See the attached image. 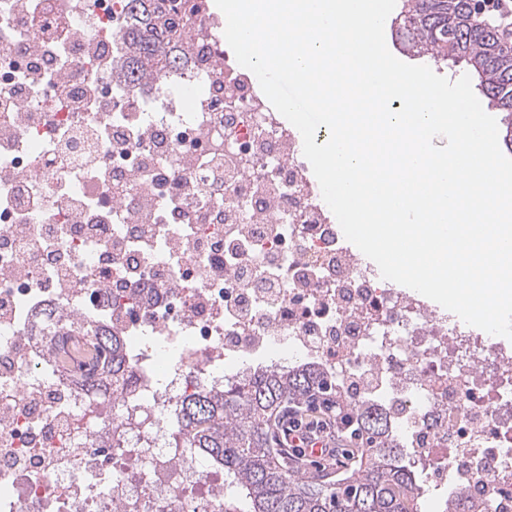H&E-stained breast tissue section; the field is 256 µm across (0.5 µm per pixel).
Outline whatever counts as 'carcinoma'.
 Masks as SVG:
<instances>
[{"mask_svg": "<svg viewBox=\"0 0 512 512\" xmlns=\"http://www.w3.org/2000/svg\"><path fill=\"white\" fill-rule=\"evenodd\" d=\"M136 22L125 30L131 48L127 75L151 73L167 61L158 55L180 36L182 19L174 0H126ZM476 0H399L392 37L413 57L452 61L479 81L491 103L505 113L501 146L512 152V50L497 29L476 19ZM65 334L89 338L91 363L101 373L90 387L122 380L134 365L124 340L64 321ZM336 411L349 431L353 465L336 474L284 467L275 447L276 423L289 412L315 406ZM177 448H193L229 480L224 512H418L424 481L410 463L396 419L370 398L352 400L320 366L295 362L257 365L224 382L204 386L185 399L169 421Z\"/></svg>", "mask_w": 512, "mask_h": 512, "instance_id": "obj_1", "label": "carcinoma"}]
</instances>
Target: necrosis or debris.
Listing matches in <instances>:
<instances>
[{
	"label": "necrosis or debris",
	"mask_w": 512,
	"mask_h": 512,
	"mask_svg": "<svg viewBox=\"0 0 512 512\" xmlns=\"http://www.w3.org/2000/svg\"><path fill=\"white\" fill-rule=\"evenodd\" d=\"M181 13L175 65L130 82L122 0H0V512H224L166 423L281 347L387 405L436 487L512 512V349L348 249L211 0ZM49 309L125 337L130 380L54 366Z\"/></svg>",
	"instance_id": "obj_1"
}]
</instances>
